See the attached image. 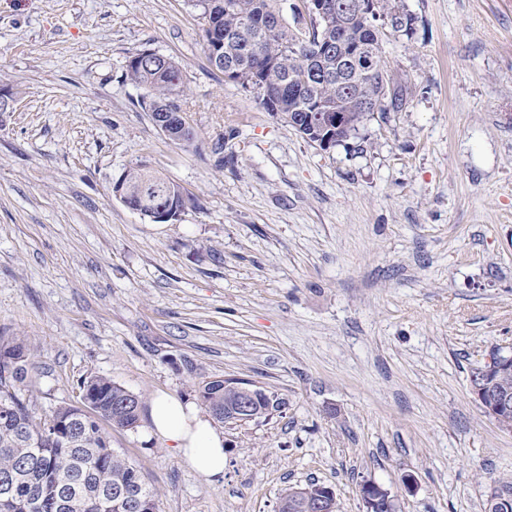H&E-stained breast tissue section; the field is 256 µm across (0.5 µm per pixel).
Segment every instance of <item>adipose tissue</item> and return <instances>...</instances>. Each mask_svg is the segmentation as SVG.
I'll use <instances>...</instances> for the list:
<instances>
[{"label":"adipose tissue","instance_id":"ef3b65f1","mask_svg":"<svg viewBox=\"0 0 512 512\" xmlns=\"http://www.w3.org/2000/svg\"><path fill=\"white\" fill-rule=\"evenodd\" d=\"M150 434L172 448L193 470L215 481L224 475V434L192 404L160 391L149 408Z\"/></svg>","mask_w":512,"mask_h":512}]
</instances>
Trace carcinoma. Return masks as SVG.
<instances>
[{
	"mask_svg": "<svg viewBox=\"0 0 512 512\" xmlns=\"http://www.w3.org/2000/svg\"><path fill=\"white\" fill-rule=\"evenodd\" d=\"M286 0H197L205 29V50L224 79L257 93L259 104L282 118L310 143L318 140L309 113L334 112L353 99L370 103L354 108L345 125L333 134V145L356 137L375 112H399L406 104L404 89L385 68L382 40L387 33H412L414 17L403 0H374L386 17L381 26L357 21L341 24L342 10L353 0H329L333 11L319 25H309L300 10L287 17ZM363 47L376 71L355 69L345 51ZM125 77L144 88L141 105L155 116L180 112L181 69L171 56L147 50L128 60ZM128 204L144 212L163 191L176 212L187 198L182 188L162 173L135 166L119 176ZM30 350L16 336L0 335V512H159L158 492L114 448L104 425L134 429L141 403H129L131 391L102 376L82 383V403L60 406L47 415L34 401L18 395L24 386ZM197 400L219 422L233 391L224 378L203 381Z\"/></svg>",
	"mask_w": 512,
	"mask_h": 512,
	"instance_id": "1",
	"label": "carcinoma"
}]
</instances>
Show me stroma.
I'll list each match as a JSON object with an SVG mask.
<instances>
[{
    "label": "stroma",
    "mask_w": 512,
    "mask_h": 512,
    "mask_svg": "<svg viewBox=\"0 0 512 512\" xmlns=\"http://www.w3.org/2000/svg\"><path fill=\"white\" fill-rule=\"evenodd\" d=\"M405 5L383 43L405 108L324 150L210 65L193 0H0V333L40 412L93 375L139 397L108 433L160 512H275L312 481L340 512L368 481L400 512H484L512 486V432L470 389L512 351V0ZM146 50L178 60L193 143L125 78ZM137 165L182 187L177 220L113 197ZM213 377L283 403L221 424L216 482L146 438L156 392Z\"/></svg>",
    "instance_id": "35a3bbf8"
}]
</instances>
